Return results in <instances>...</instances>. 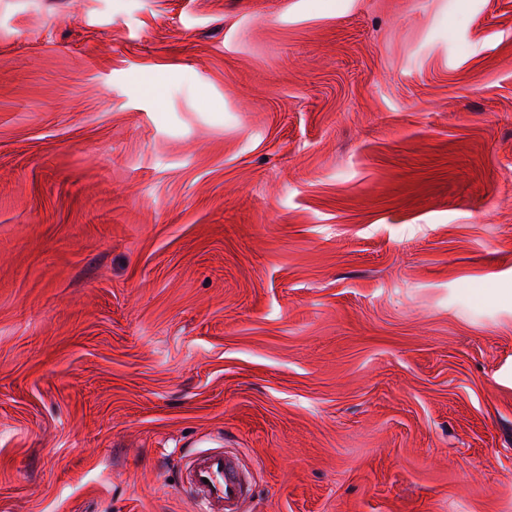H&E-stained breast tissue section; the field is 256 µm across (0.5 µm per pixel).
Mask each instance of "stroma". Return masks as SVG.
I'll return each mask as SVG.
<instances>
[{"label":"stroma","instance_id":"stroma-1","mask_svg":"<svg viewBox=\"0 0 512 512\" xmlns=\"http://www.w3.org/2000/svg\"><path fill=\"white\" fill-rule=\"evenodd\" d=\"M512 512V0H0V512ZM186 485L207 512H244L246 480L236 457L223 449L194 457L186 467Z\"/></svg>","mask_w":512,"mask_h":512}]
</instances>
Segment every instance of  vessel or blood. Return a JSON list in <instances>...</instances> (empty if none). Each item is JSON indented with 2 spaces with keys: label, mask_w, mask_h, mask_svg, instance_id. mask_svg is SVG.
Listing matches in <instances>:
<instances>
[{
  "label": "vessel or blood",
  "mask_w": 512,
  "mask_h": 512,
  "mask_svg": "<svg viewBox=\"0 0 512 512\" xmlns=\"http://www.w3.org/2000/svg\"><path fill=\"white\" fill-rule=\"evenodd\" d=\"M186 485L205 512H244L246 480L227 451L214 449L194 457L186 467Z\"/></svg>",
  "instance_id": "vessel-or-blood-1"
}]
</instances>
